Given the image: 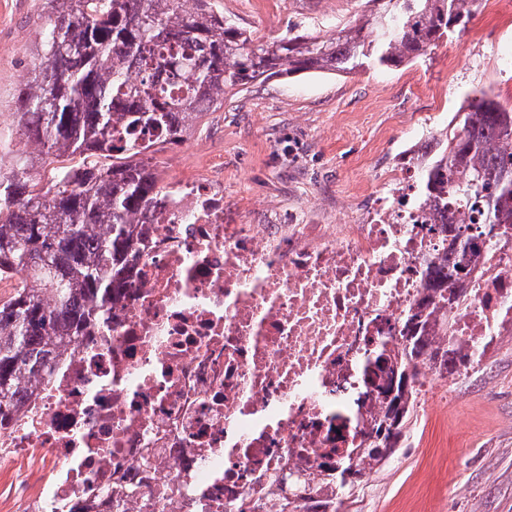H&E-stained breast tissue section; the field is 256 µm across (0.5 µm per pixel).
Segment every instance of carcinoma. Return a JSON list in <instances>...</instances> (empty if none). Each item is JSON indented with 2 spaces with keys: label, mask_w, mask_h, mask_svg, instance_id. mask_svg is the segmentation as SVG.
<instances>
[{
  "label": "carcinoma",
  "mask_w": 512,
  "mask_h": 512,
  "mask_svg": "<svg viewBox=\"0 0 512 512\" xmlns=\"http://www.w3.org/2000/svg\"><path fill=\"white\" fill-rule=\"evenodd\" d=\"M50 2L18 127L57 160L100 155L112 163L64 162L40 183L22 152L0 178V280L17 269L29 278L0 297V427L126 287L135 225L148 223L163 198L141 156L180 142L228 91L297 72L396 66L424 56L471 17L468 0H366L368 13L328 38L290 32L257 41L208 0ZM467 100L427 156L420 192L424 204L457 213L460 259L427 272L424 296L403 319L400 352L375 353L379 409L360 447L324 453L318 482L307 474L276 479L285 484L278 512H341L367 481L365 464L388 462L407 438L420 365L453 374L473 363L440 344L431 323L462 295L467 252L498 226L512 229V153L496 148L512 142V107L482 95Z\"/></svg>",
  "instance_id": "obj_1"
}]
</instances>
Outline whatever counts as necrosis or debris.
Returning <instances> with one entry per match:
<instances>
[{
    "mask_svg": "<svg viewBox=\"0 0 512 512\" xmlns=\"http://www.w3.org/2000/svg\"><path fill=\"white\" fill-rule=\"evenodd\" d=\"M418 172L391 167L356 217L299 224L225 221L222 183L174 173L136 227L129 286L0 429V465L46 475L29 489L17 473L9 512H237L249 496L276 512L269 475L340 436L358 447L370 357L397 351L427 266L454 252ZM463 286L448 336L477 360L512 332V237L482 242Z\"/></svg>",
    "mask_w": 512,
    "mask_h": 512,
    "instance_id": "necrosis-or-debris-1",
    "label": "necrosis or debris"
}]
</instances>
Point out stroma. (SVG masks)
I'll list each match as a JSON object with an SVG mask.
<instances>
[{
	"label": "stroma",
	"instance_id": "35a3bbf8",
	"mask_svg": "<svg viewBox=\"0 0 512 512\" xmlns=\"http://www.w3.org/2000/svg\"><path fill=\"white\" fill-rule=\"evenodd\" d=\"M215 13L256 38L295 28L316 36L354 21L363 0H211ZM48 0H0V113L14 115L41 55ZM494 77V100L512 104V13L475 11L465 30L426 56L356 73L298 72L228 92L182 142L155 153L159 178L185 164L206 167L193 141L221 156L224 209L240 224L275 216L298 223L316 207L355 209L385 183L412 129L446 131L466 94ZM349 512H512V335L447 397L418 403L403 448L358 490Z\"/></svg>",
	"mask_w": 512,
	"mask_h": 512
}]
</instances>
